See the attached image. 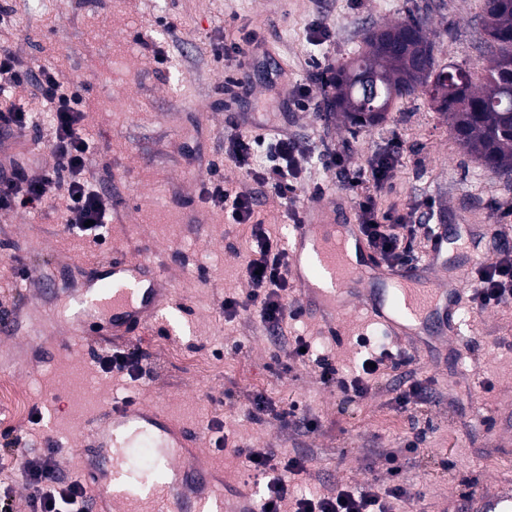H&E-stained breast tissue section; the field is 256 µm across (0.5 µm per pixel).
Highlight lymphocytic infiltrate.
Wrapping results in <instances>:
<instances>
[{
  "label": "lymphocytic infiltrate",
  "mask_w": 512,
  "mask_h": 512,
  "mask_svg": "<svg viewBox=\"0 0 512 512\" xmlns=\"http://www.w3.org/2000/svg\"><path fill=\"white\" fill-rule=\"evenodd\" d=\"M30 86L38 99L50 104L54 120L50 126L53 170L40 177L29 176L15 165L0 172V209L36 210L44 203L52 184L67 186L68 222L73 231L101 238L107 222V199L84 177L89 144L83 125L85 99L78 92H64L54 69L30 64L9 49L0 51V130L14 132L33 123L31 113L17 106L12 87ZM259 139L251 127L236 128L224 139V157L245 177L260 186L270 187L281 205L287 206L291 220H298L296 208L299 166L297 146L288 136L271 140L265 153H258ZM399 161L398 145L376 153L368 163V186L355 194L357 220L370 250L391 267L409 264L419 250L429 248L436 228L413 221L400 211L382 209L380 198ZM204 193L209 202L223 208L232 224L250 227V255L245 264L249 288L246 293L226 298L224 313L234 318L242 314L257 316L267 330L285 333L294 311L288 308V253L267 230L255 209L252 196L229 188L216 170H209ZM473 289L469 300L473 309L512 308V250L502 249L483 261L472 272ZM360 346L368 354L360 371L345 377L325 356L306 351L303 338H296L292 357L297 361L314 360L321 368L324 383L351 400H362L370 393L372 382L409 365V358L360 337ZM248 471L258 485L261 505L270 512H392L394 503L414 496V485L402 474L401 467L389 469L390 481L380 484L370 478L354 486H342L327 492H298L291 478L305 469V461L275 448H239ZM54 450L40 456H13L29 491V512H86L87 494L78 480L62 477L54 461Z\"/></svg>",
  "instance_id": "obj_1"
}]
</instances>
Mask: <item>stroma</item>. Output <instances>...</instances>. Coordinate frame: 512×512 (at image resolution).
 Wrapping results in <instances>:
<instances>
[{
    "mask_svg": "<svg viewBox=\"0 0 512 512\" xmlns=\"http://www.w3.org/2000/svg\"><path fill=\"white\" fill-rule=\"evenodd\" d=\"M14 13L0 24V48L52 67L64 87L86 98L84 125L91 141L87 179L107 194L105 240L70 232L65 190L53 186L38 211L0 210V316L18 314L14 339L0 347V375L26 389L29 413L14 420L0 406V431L12 428L35 456L58 446V468L74 473L81 453L79 422L99 402L84 394V379L100 375L104 391L140 397L183 422L207 460L224 470L231 490L254 485L236 446L276 448L306 458L300 489L326 492L377 474L388 483V455H396L421 497L416 512H443L464 492L485 493L512 484V315L478 313L462 306V335L453 356L417 354V377L430 379L428 397L413 414L390 404L396 377L380 380L363 400L350 401L321 383L311 363L290 361L301 336L343 373L355 372L359 335L375 336L363 319H347L343 339L327 334L318 312L302 311L288 333H268L255 316L228 319L226 297L247 286L242 260L250 249L245 226L226 223L222 208L207 202L209 165L237 191L255 196L265 223L288 238L290 220L271 194L258 193L224 157V137L249 123L265 136L293 138L302 178L342 203L340 217L355 220L350 191L322 163L324 147L344 154L351 169L366 168L392 140L402 159L384 190L383 208L422 214L432 224L473 230L477 254L495 244L512 249V232L493 233L512 210V177L485 170L455 142L428 98L396 100L381 124L353 128L335 114L303 110L300 84L318 69L336 66L363 47L369 27L395 22L408 11L423 15L438 45L440 64L480 72L479 0H10ZM331 31L313 39L311 24ZM256 31L265 53L249 65L250 88L232 100L223 93L235 77L234 61H218L207 43L235 31ZM160 43L166 63L140 42ZM0 165L15 162L29 175L51 170L47 125L29 129ZM150 259L166 272L173 307L166 331L127 338L109 334L106 315L79 308L82 270L114 253ZM80 317L87 338L66 353L35 358L31 344L44 332L65 336L66 317ZM139 347L136 375L100 373V350ZM262 394L273 412L247 414L249 396ZM298 404L319 421L310 432L282 425L279 413ZM423 434L417 452L407 439ZM227 447L216 444L219 435Z\"/></svg>",
    "mask_w": 512,
    "mask_h": 512,
    "instance_id": "obj_1",
    "label": "stroma"
}]
</instances>
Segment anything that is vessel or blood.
I'll list each match as a JSON object with an SVG mask.
<instances>
[{
	"mask_svg": "<svg viewBox=\"0 0 512 512\" xmlns=\"http://www.w3.org/2000/svg\"><path fill=\"white\" fill-rule=\"evenodd\" d=\"M359 261H351L348 244ZM455 227L440 228L426 260L389 267L372 255L359 225L340 224L324 197L311 199L288 245L292 275L305 304L318 306L329 335L342 336V317L356 312L386 335L420 349L425 337L447 342L460 331L462 290L433 273L449 250L465 248ZM96 305L112 315L113 335L148 329L172 291L150 262L113 256L98 278ZM85 452L78 480L90 492L88 512H224V472L204 457L182 423L132 396L116 397L79 428ZM149 437L156 460L168 461L163 480L134 477L127 455ZM469 512H512V488L476 498Z\"/></svg>",
	"mask_w": 512,
	"mask_h": 512,
	"instance_id": "vessel-or-blood-1",
	"label": "vessel or blood"
}]
</instances>
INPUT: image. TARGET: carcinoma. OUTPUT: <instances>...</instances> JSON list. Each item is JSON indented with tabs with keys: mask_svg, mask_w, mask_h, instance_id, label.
Wrapping results in <instances>:
<instances>
[{
	"mask_svg": "<svg viewBox=\"0 0 512 512\" xmlns=\"http://www.w3.org/2000/svg\"><path fill=\"white\" fill-rule=\"evenodd\" d=\"M478 48L489 56L481 75L460 65H439L426 21L408 15L386 25L400 51L390 52L365 36L366 50L330 70L326 91L332 111L351 126L386 120L393 101L419 93L430 98L453 82L456 91L437 106L463 150L488 171L512 174V0H481ZM377 94L374 112L366 99Z\"/></svg>",
	"mask_w": 512,
	"mask_h": 512,
	"instance_id": "obj_1",
	"label": "carcinoma"
}]
</instances>
